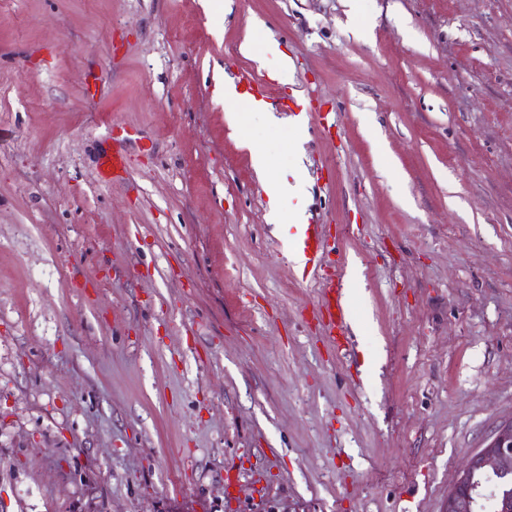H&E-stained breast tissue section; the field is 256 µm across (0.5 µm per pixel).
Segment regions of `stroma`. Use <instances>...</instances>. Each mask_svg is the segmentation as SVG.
<instances>
[{
	"mask_svg": "<svg viewBox=\"0 0 512 512\" xmlns=\"http://www.w3.org/2000/svg\"><path fill=\"white\" fill-rule=\"evenodd\" d=\"M231 7L0 0V512H441L512 419V0ZM254 146L362 269L346 352ZM238 84L242 85L244 89L243 92H239L240 95H245L250 100L261 101L250 105V110L252 112H257L259 115L268 119L271 112H268L269 106L263 101L267 98V86L251 74H243L239 77ZM217 91L226 99H235L240 97L235 90L234 82L231 80H221L217 86ZM113 135L112 154H104L98 162V175L103 181L122 180L128 172V157L124 145L135 135V131L123 128L113 131Z\"/></svg>",
	"mask_w": 512,
	"mask_h": 512,
	"instance_id": "35a3bbf8",
	"label": "stroma"
}]
</instances>
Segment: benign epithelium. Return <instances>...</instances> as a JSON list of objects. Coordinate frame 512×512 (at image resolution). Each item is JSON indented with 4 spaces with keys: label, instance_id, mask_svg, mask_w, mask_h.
Listing matches in <instances>:
<instances>
[{
    "label": "benign epithelium",
    "instance_id": "7a95c632",
    "mask_svg": "<svg viewBox=\"0 0 512 512\" xmlns=\"http://www.w3.org/2000/svg\"><path fill=\"white\" fill-rule=\"evenodd\" d=\"M489 488L500 499V512H512V419L499 425L467 458L443 512H481Z\"/></svg>",
    "mask_w": 512,
    "mask_h": 512
}]
</instances>
